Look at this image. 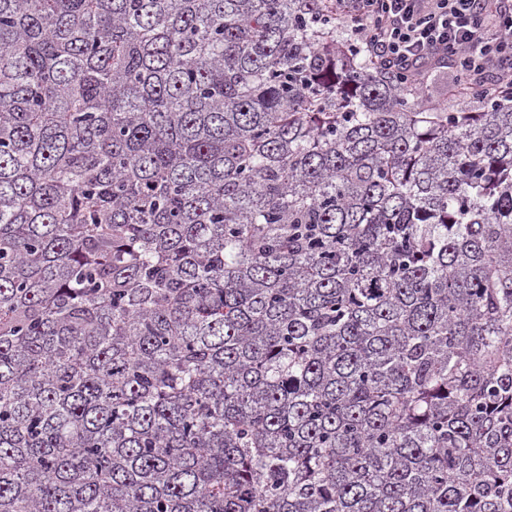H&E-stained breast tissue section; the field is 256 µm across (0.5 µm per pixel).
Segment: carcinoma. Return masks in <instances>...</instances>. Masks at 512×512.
I'll use <instances>...</instances> for the list:
<instances>
[{"label": "carcinoma", "instance_id": "obj_1", "mask_svg": "<svg viewBox=\"0 0 512 512\" xmlns=\"http://www.w3.org/2000/svg\"><path fill=\"white\" fill-rule=\"evenodd\" d=\"M0 512H512V88L0 0Z\"/></svg>", "mask_w": 512, "mask_h": 512}]
</instances>
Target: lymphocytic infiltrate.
Returning <instances> with one entry per match:
<instances>
[{
  "label": "lymphocytic infiltrate",
  "mask_w": 512,
  "mask_h": 512,
  "mask_svg": "<svg viewBox=\"0 0 512 512\" xmlns=\"http://www.w3.org/2000/svg\"><path fill=\"white\" fill-rule=\"evenodd\" d=\"M372 62L421 81L427 66L464 51L465 76L450 92L493 76L492 91L512 87V0H335Z\"/></svg>",
  "instance_id": "obj_1"
}]
</instances>
